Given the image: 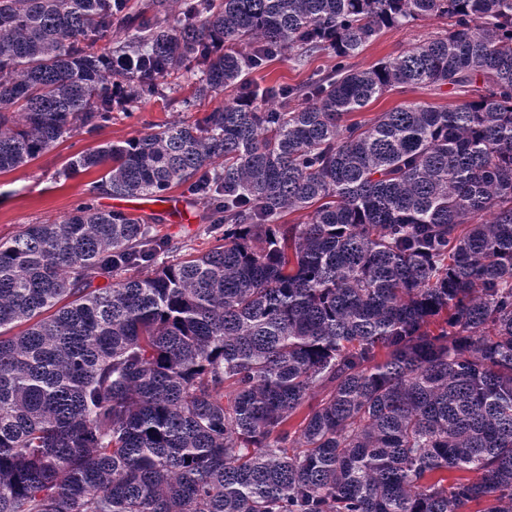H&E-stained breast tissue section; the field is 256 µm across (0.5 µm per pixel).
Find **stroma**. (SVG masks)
I'll return each mask as SVG.
<instances>
[{"instance_id":"1","label":"stroma","mask_w":512,"mask_h":512,"mask_svg":"<svg viewBox=\"0 0 512 512\" xmlns=\"http://www.w3.org/2000/svg\"><path fill=\"white\" fill-rule=\"evenodd\" d=\"M446 28V21L424 18L407 29L383 30L352 58L351 63L360 69L370 67L399 54L412 43L444 32ZM331 63V58L325 54H317L301 62L282 57L270 62L264 70L254 73L253 79L264 87L293 85L327 70ZM191 94V87L185 85L169 91L168 102L151 101L131 105L130 115H118L112 124L97 134H80L60 140L28 164L0 174V240L11 238L24 225L63 219L84 198L87 183L99 179L101 172L94 169L74 177H62V170L74 154L108 142L125 141L152 124L194 120L217 105L216 100L206 98L198 101L194 107H185L183 100ZM458 101V96L448 85L436 90L395 88L371 101L358 111L357 116L367 119L417 102H426L443 109ZM191 211L195 217L194 222L183 224L161 205L141 206L137 209L138 214L144 216H160L161 221L155 226L158 235L170 238L175 246L186 248L187 252L203 253L214 246L215 239L209 231L206 214L201 206H192Z\"/></svg>"}]
</instances>
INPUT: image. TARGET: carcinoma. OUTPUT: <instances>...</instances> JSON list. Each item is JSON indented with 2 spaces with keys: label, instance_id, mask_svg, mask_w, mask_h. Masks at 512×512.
Masks as SVG:
<instances>
[{
  "label": "carcinoma",
  "instance_id": "carcinoma-1",
  "mask_svg": "<svg viewBox=\"0 0 512 512\" xmlns=\"http://www.w3.org/2000/svg\"><path fill=\"white\" fill-rule=\"evenodd\" d=\"M425 17L446 33L350 64ZM174 76L235 95L77 153L87 199L0 241V512H512V0H0V174ZM178 185L224 231L176 262L94 204ZM332 63L334 58H329L325 54L308 57L301 63L288 57H279L270 62L264 70L254 73L252 79L262 87L275 84L293 85L327 70ZM459 97L451 86L443 85L440 89L394 88L376 100H372L365 108L354 113L352 119L372 118L378 113L407 104L426 102L437 108H447L457 104Z\"/></svg>",
  "mask_w": 512,
  "mask_h": 512
}]
</instances>
